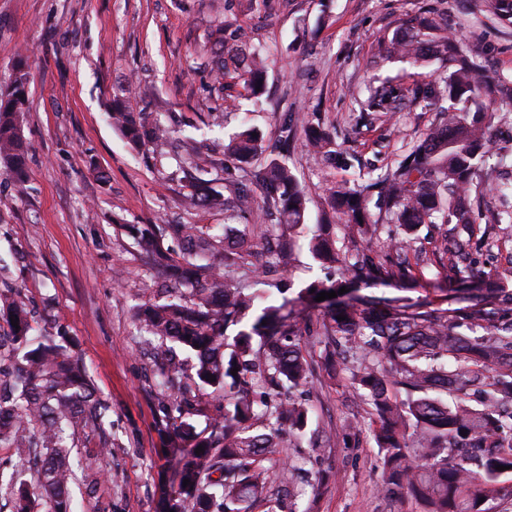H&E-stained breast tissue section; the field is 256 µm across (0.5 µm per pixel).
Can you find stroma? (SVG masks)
<instances>
[{
    "mask_svg": "<svg viewBox=\"0 0 512 512\" xmlns=\"http://www.w3.org/2000/svg\"><path fill=\"white\" fill-rule=\"evenodd\" d=\"M436 13L446 15L449 31L490 75L512 81V24L500 19L495 0H256L249 11L240 0H0V90L20 53L28 55L29 73L25 183H14L0 161V290L19 289L35 329L59 324L76 341L112 424L105 449L96 433L78 435L77 454L90 467L72 488L74 512H156L155 485L173 472L159 454L152 400L161 361L134 320L137 305L155 295L156 274L121 225L224 224L223 211L186 206L176 161L156 164L112 127L113 92L132 86L130 108L175 129L179 154L219 162L243 117L225 111L215 86L210 31L232 25L243 44L267 56L262 102L246 118L262 133L264 157L284 156L309 196V225L292 231L293 262L284 272L296 299L310 282L340 276L314 261L312 225H332L341 250L361 244L330 208L329 182L367 183L437 118L416 103L390 116L360 108L368 87L425 81L429 68L382 62L378 51L406 16ZM490 110L493 146L503 160L472 193L487 224L512 210V196L493 190L512 180V104L499 101ZM286 112L299 128L320 126L348 166L316 164L301 131L284 138ZM447 285L445 272L434 270L407 290L392 283L362 292L436 302ZM325 307L295 306L312 370L311 423L328 433L347 424L352 431L345 443L320 449L283 439L270 461L274 476L290 465L327 479L316 490L299 481L275 489L298 512H422L413 499L381 492L383 465L366 409L355 405L347 375L332 378L323 367Z\"/></svg>",
    "mask_w": 512,
    "mask_h": 512,
    "instance_id": "stroma-1",
    "label": "stroma"
}]
</instances>
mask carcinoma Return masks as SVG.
Here are the masks:
<instances>
[{
    "label": "carcinoma",
    "instance_id": "cac0c4a2",
    "mask_svg": "<svg viewBox=\"0 0 512 512\" xmlns=\"http://www.w3.org/2000/svg\"><path fill=\"white\" fill-rule=\"evenodd\" d=\"M232 40L234 33L224 27L214 30L215 80L223 90L239 86L246 97L258 98L266 86V59L244 45L228 46ZM380 58L438 68L411 89L369 88L362 111L394 112L407 97L428 107L446 97L451 105L439 109V121L394 168L369 184L377 192L378 217L371 216L362 190L346 182L330 184L331 208L344 219L348 235L366 247L347 257L320 224L309 240L310 253L325 268H354L381 282H407L413 267L432 263L419 254L414 263L409 258L411 237L422 225L455 224L466 236L442 244L436 253L448 257L452 273L438 306L398 298L331 301L323 313L325 361L333 371L353 363L351 385L371 409L385 495L409 496L423 512H484L479 500L512 475V293L472 281L471 267L473 239L481 231L471 190L490 161H501L490 148L492 78L463 50L442 15L404 19L381 43ZM27 100L21 58L10 88L0 92V159L8 164V176L19 181L26 175L20 128ZM108 113L131 148L148 145L164 153L168 127L131 111L117 95ZM304 136L320 161L336 160V147L322 129L308 128ZM261 148L259 130L244 126L224 145V155L246 164ZM252 182L267 192L262 206L229 165L223 189L197 178L186 197L224 211L231 222L253 218L267 243L278 239L277 230L285 225L307 224L306 192L285 160L273 158L256 168ZM384 219L399 232L383 241ZM119 228L171 285L166 295L135 313L140 330L166 360L154 404L163 436L160 453L175 469L172 478L155 486L159 512H254L264 505L275 512L267 462L277 452L282 425L298 439L307 434L309 408L293 392L309 384L310 366L288 300L276 304L272 294L235 283L234 270L250 254L253 231L247 224L241 230L226 224L222 234L198 224ZM380 243L392 255L388 266L372 256ZM341 288L336 281L320 280L305 294L313 301L320 292ZM251 313L250 323L227 334ZM0 319L7 324L0 328V448L12 449L27 464L6 484L13 508L37 512L33 482L49 512H72L77 435L86 428L103 430L108 407L62 327L52 335L34 334L27 309L9 290L0 292ZM13 319L18 326H12ZM180 353L192 361L193 384L211 390L210 399L169 390L185 361ZM199 416L206 418L201 430Z\"/></svg>",
    "mask_w": 512,
    "mask_h": 512
}]
</instances>
